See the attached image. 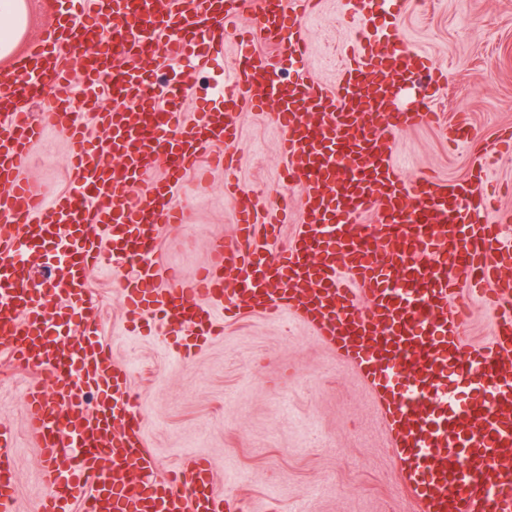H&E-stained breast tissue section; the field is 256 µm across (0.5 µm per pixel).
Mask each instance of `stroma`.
I'll list each match as a JSON object with an SVG mask.
<instances>
[{"instance_id": "obj_1", "label": "stroma", "mask_w": 512, "mask_h": 512, "mask_svg": "<svg viewBox=\"0 0 512 512\" xmlns=\"http://www.w3.org/2000/svg\"><path fill=\"white\" fill-rule=\"evenodd\" d=\"M374 33L397 23L405 43L446 74L430 87L436 122L401 132L391 142L404 177L425 174L448 182L464 179L480 149L512 127V0H372ZM351 0H320L305 28V59L275 52L264 40L260 19L250 16L224 34V48L204 72L179 59L149 56L139 66L147 89L163 81L183 84L185 126L219 105L239 52L266 56L280 80L306 70L333 88L360 29ZM468 114L483 136L479 147L449 148L440 125ZM239 137L229 168L209 169L206 179L189 174L173 194L184 212L178 231L159 226L151 255L157 267L195 276L208 259V244L234 236L236 189L262 194V219L280 223L277 238L258 234L269 259H277L302 221L299 190H284L281 132L270 111L243 105L231 116ZM65 133L55 131L31 156L29 179L41 190L70 187L64 167ZM131 267L104 258L88 277L90 294L103 312L102 339L117 364L130 370L137 394L141 435L165 475L190 460L206 462L217 489L245 496L251 512H407L394 476L390 435L376 416L374 393L356 366L312 329L289 315L244 314L224 321L192 359H183L175 337L135 332L116 285ZM28 372L9 366L0 350V424L15 436L17 512H27L46 491L44 464L30 431L25 388Z\"/></svg>"}]
</instances>
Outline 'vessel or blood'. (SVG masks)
I'll use <instances>...</instances> for the list:
<instances>
[{
  "label": "vessel or blood",
  "mask_w": 512,
  "mask_h": 512,
  "mask_svg": "<svg viewBox=\"0 0 512 512\" xmlns=\"http://www.w3.org/2000/svg\"><path fill=\"white\" fill-rule=\"evenodd\" d=\"M313 0H92L47 17L42 37L12 61L0 81V338L15 368L46 371L51 388L33 381L28 418L46 464L48 491L32 512H245L242 500L218 494L212 470L190 462L186 478L156 481V460L139 431L129 372L104 346L101 312L91 304L87 273L112 251L114 260L138 256L118 284L129 313L159 316L192 358L218 335L216 312L265 313L282 308L354 362L378 396L391 434L395 478L414 512H512V262L501 220L475 222L473 203H488V168L477 163L462 182L432 176L402 178L383 143L431 121L426 101L398 109L408 86L430 76L427 56L399 44L361 46L333 90L298 72L275 84L266 60L249 52L236 60L232 83L255 108L274 106L286 159L284 186L300 188L303 222L281 260L255 242L261 205L238 196V234L215 238L210 262L193 279L157 270L150 259L158 225L177 226L174 188L201 155L233 143L228 111L241 103L232 91L224 108L184 128L175 101L160 103L137 75L145 49L201 66L196 48L223 37L257 8L266 42L277 52L305 55L302 36ZM86 86L111 72L114 106L93 98L76 111L73 71ZM50 90L54 109L42 116L31 102ZM53 127L70 141V191L48 195L26 175L32 148ZM164 178L148 172L157 156ZM375 216L358 234L335 224L344 212ZM335 224L325 237L320 228ZM64 242L69 259L50 287L30 284L19 265L21 248ZM236 273L234 288L225 270ZM468 288L499 307L488 344L464 338L454 298ZM84 320H77V307ZM77 332L62 354L59 338ZM98 392L95 406L85 397ZM131 463L148 480L133 490L120 477L100 478L101 447ZM12 436L0 426V512H16Z\"/></svg>",
  "instance_id": "1"
}]
</instances>
